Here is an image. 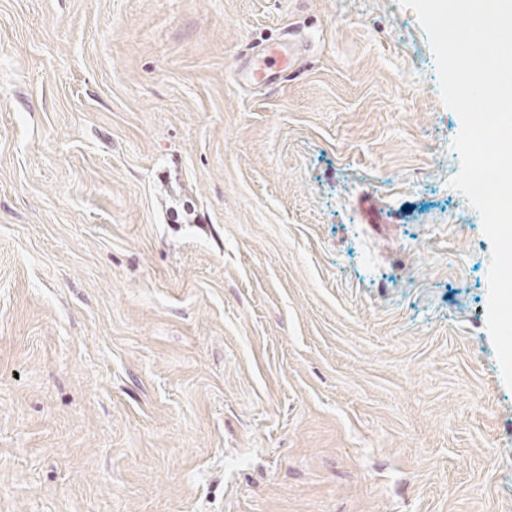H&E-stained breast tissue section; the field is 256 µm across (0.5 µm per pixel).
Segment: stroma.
I'll return each instance as SVG.
<instances>
[{
	"mask_svg": "<svg viewBox=\"0 0 512 512\" xmlns=\"http://www.w3.org/2000/svg\"><path fill=\"white\" fill-rule=\"evenodd\" d=\"M461 128L399 0H0V512H512ZM286 35H288V41L283 40L270 43L264 48L263 63L265 67L272 69V67L275 66V69L273 71L260 69L257 72H253L251 81L262 85H271L280 81L284 72L296 68L299 57L294 50L292 33L288 32Z\"/></svg>",
	"mask_w": 512,
	"mask_h": 512,
	"instance_id": "35a3bbf8",
	"label": "stroma"
}]
</instances>
